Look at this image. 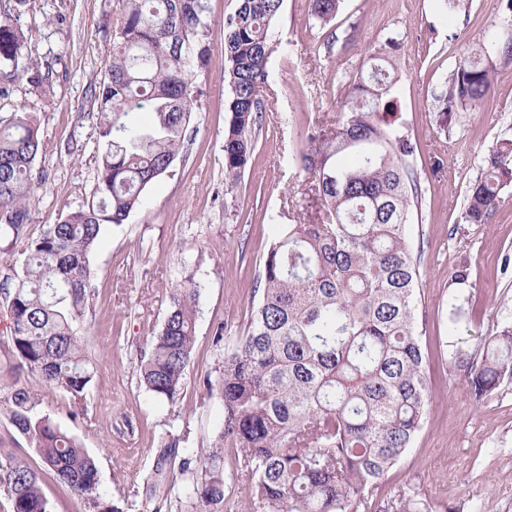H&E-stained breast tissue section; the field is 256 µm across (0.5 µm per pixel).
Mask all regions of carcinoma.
<instances>
[{"instance_id": "carcinoma-1", "label": "carcinoma", "mask_w": 512, "mask_h": 512, "mask_svg": "<svg viewBox=\"0 0 512 512\" xmlns=\"http://www.w3.org/2000/svg\"><path fill=\"white\" fill-rule=\"evenodd\" d=\"M340 0H312L314 16L335 19ZM283 0H237L224 17V173L252 163L255 130L266 104L268 62L278 49L274 21ZM112 64L94 87L97 182L83 205L34 236L30 201L46 184L36 168L42 144L36 117L0 118V242L22 245L21 272L0 283L12 319L7 347L17 375L68 397L69 414L85 409L95 365L81 342L94 297L90 258L103 228L122 224L144 190L168 172L203 89L210 59L207 0H119ZM27 36L0 22V97L26 80L49 86L51 65L24 55ZM486 47L459 57L439 110L481 105L492 86ZM396 78L371 65L346 85L344 112L331 134L307 136L301 161L323 206L318 224H288L270 247L260 295L243 334L224 354L220 376L205 378L224 407L216 443L180 459L172 485L189 470L195 512H214L227 488L224 453L234 461L246 512H357L411 447L428 411L425 354L417 318L419 271L406 235L420 186L408 135L377 123L391 106ZM148 108L145 119L141 109ZM485 176L466 192L464 219L485 224L512 184V140L489 150ZM198 285L183 283L149 353L140 381L156 398L175 401L185 384L196 338ZM512 382V321L483 340L467 369L471 397L481 400ZM10 421L43 470L80 497L88 512H118L99 488L93 457L73 436L35 412L38 397L19 382ZM11 512H51L40 476L14 453L0 465ZM387 512H421L400 495Z\"/></svg>"}]
</instances>
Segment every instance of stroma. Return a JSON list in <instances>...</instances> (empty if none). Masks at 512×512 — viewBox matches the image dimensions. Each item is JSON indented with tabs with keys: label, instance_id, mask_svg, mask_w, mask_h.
I'll return each mask as SVG.
<instances>
[{
	"label": "stroma",
	"instance_id": "35a3bbf8",
	"mask_svg": "<svg viewBox=\"0 0 512 512\" xmlns=\"http://www.w3.org/2000/svg\"><path fill=\"white\" fill-rule=\"evenodd\" d=\"M236 0H207L210 64L204 92L171 171L144 192L141 207L105 227L92 255L95 297L81 340L98 370L85 411L73 417L68 400L42 391L37 377L21 381L40 395L37 411L74 436L96 460L101 492L121 512H151V484L179 449L212 446L223 424L217 395L204 378H218L224 355L246 326L256 279L282 225L313 223L319 202L312 176L297 157L308 132L334 124L348 80L369 57L393 63L394 112L383 119L418 144L412 166L421 203L409 234L420 258L418 319L426 357L429 411L411 448L370 497L369 512L417 492L429 512H512V383L482 400L466 386V369L498 322L512 318V185L485 224L462 218L467 188L485 172L497 143L512 139V27L502 25L501 0H462L444 16L439 0H342L324 25L312 0H284L275 34L281 50L269 60L262 95L268 107L256 132L255 158L235 185L224 175V17ZM118 0H25L16 14L30 33L25 54L51 62L43 93L21 83L0 100V117L26 107L38 119L37 165L47 187L31 200L32 231L89 199L96 177L91 90L112 60V20ZM334 47H326L329 34ZM495 44L493 86L485 103L444 115L436 96L460 55ZM465 280H457L458 272ZM200 290L196 342L176 402L158 399L140 383V357L162 327L178 281ZM230 336L216 340L217 326ZM11 319L0 301V450L41 464L10 423L5 398L11 362L5 343Z\"/></svg>",
	"mask_w": 512,
	"mask_h": 512
}]
</instances>
